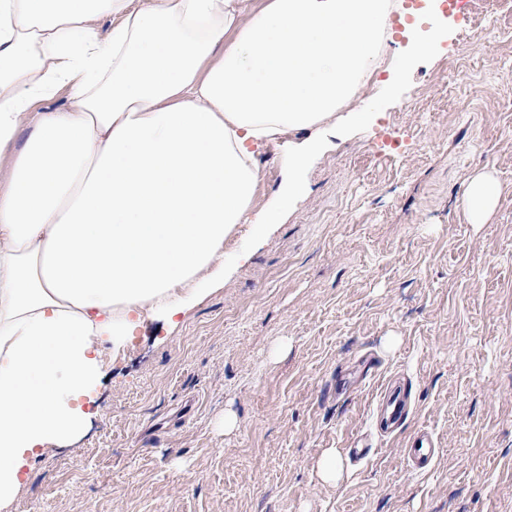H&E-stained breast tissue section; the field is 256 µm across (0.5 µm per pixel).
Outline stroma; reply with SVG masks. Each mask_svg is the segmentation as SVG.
Here are the masks:
<instances>
[{"instance_id":"stroma-1","label":"stroma","mask_w":512,"mask_h":512,"mask_svg":"<svg viewBox=\"0 0 512 512\" xmlns=\"http://www.w3.org/2000/svg\"><path fill=\"white\" fill-rule=\"evenodd\" d=\"M442 34L411 67L402 23L357 100L288 190L291 135L260 149L258 210L224 274L147 321L84 406L85 431L22 468L0 512H512V0H437ZM502 192L469 223V179ZM398 381L393 435L374 422ZM236 416L220 428L225 411ZM421 430L438 452L407 459ZM343 458L336 484L316 466Z\"/></svg>"}]
</instances>
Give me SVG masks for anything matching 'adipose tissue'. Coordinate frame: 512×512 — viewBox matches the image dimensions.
<instances>
[{"instance_id":"obj_1","label":"adipose tissue","mask_w":512,"mask_h":512,"mask_svg":"<svg viewBox=\"0 0 512 512\" xmlns=\"http://www.w3.org/2000/svg\"><path fill=\"white\" fill-rule=\"evenodd\" d=\"M399 7L0 0V503L84 429L103 344L200 297L252 221L257 150L356 97ZM60 92L66 108L38 111ZM500 194L472 176L470 223Z\"/></svg>"}]
</instances>
